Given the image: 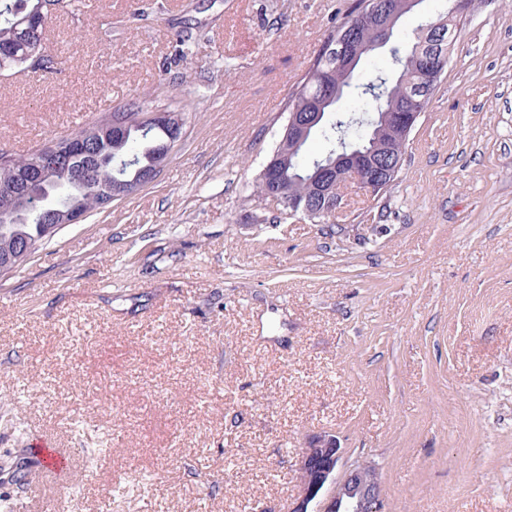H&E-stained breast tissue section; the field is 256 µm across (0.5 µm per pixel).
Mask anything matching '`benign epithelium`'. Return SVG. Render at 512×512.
<instances>
[{
    "label": "benign epithelium",
    "instance_id": "obj_1",
    "mask_svg": "<svg viewBox=\"0 0 512 512\" xmlns=\"http://www.w3.org/2000/svg\"><path fill=\"white\" fill-rule=\"evenodd\" d=\"M419 5L420 0H404L401 9L390 10L378 17L375 22L378 39L374 47L385 48L400 18L415 11ZM357 65L358 60L351 56L348 47L341 46L337 67L342 70L345 78L353 75ZM340 96L341 86L338 85L311 98V111L305 114L291 113L288 116V138L298 146L303 144L312 128ZM420 116L419 112H385L379 116L377 123L383 127H400L408 136ZM148 123L167 126L178 137L183 135L184 121L177 114L154 112L149 115ZM126 126L124 114L115 112L97 127L93 141L71 137L50 145L42 154L39 165L26 169L23 182L13 181L0 185V221L48 222L52 224L49 228L51 232L57 226L82 221L85 212L81 208V200L86 175L82 167L69 165L67 160L74 155L96 161L106 158L108 153L102 150V144H112V137L121 134ZM402 163L401 156L391 152L379 153L373 145L341 150L336 154V159L319 167L313 175L318 180L313 186L315 195L322 199L334 196L336 202H329L321 209H312L307 203L290 198L288 213L324 221L342 208L343 190L349 185L368 197L377 198L395 181ZM61 168L65 169L63 184L66 193L59 202L50 203L37 194V187L49 181L52 173ZM160 170L158 166L149 171L141 182L134 185L118 182L106 186L100 191L103 203L108 204L118 196L137 191L152 181ZM342 457L343 448L335 433L319 431L308 436L306 446L299 454V490L291 502L289 512H385L386 505L376 467L358 462L338 478L336 470Z\"/></svg>",
    "mask_w": 512,
    "mask_h": 512
}]
</instances>
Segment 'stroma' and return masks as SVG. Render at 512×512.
<instances>
[{"label": "stroma", "instance_id": "stroma-1", "mask_svg": "<svg viewBox=\"0 0 512 512\" xmlns=\"http://www.w3.org/2000/svg\"><path fill=\"white\" fill-rule=\"evenodd\" d=\"M352 0H75L65 75L0 80V150L132 102L181 113L154 181L0 275V498L14 512H288L307 435L387 512H512V0H474L378 198L325 223L254 181ZM194 27L169 64L171 22ZM34 448L70 458L66 484Z\"/></svg>", "mask_w": 512, "mask_h": 512}]
</instances>
